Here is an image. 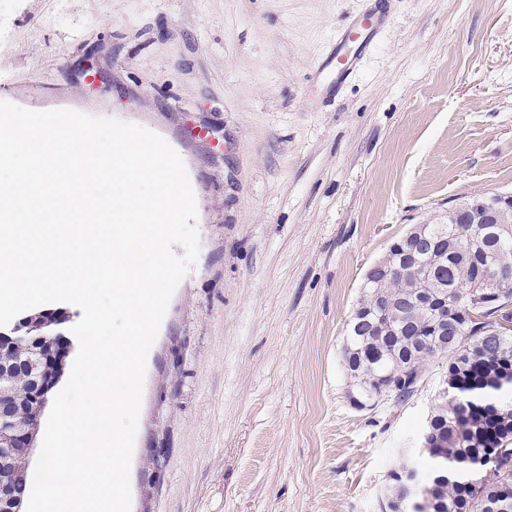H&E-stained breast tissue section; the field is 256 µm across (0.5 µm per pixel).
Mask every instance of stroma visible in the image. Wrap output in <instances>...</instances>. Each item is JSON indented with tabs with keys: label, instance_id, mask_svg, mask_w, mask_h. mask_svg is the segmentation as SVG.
<instances>
[{
	"label": "stroma",
	"instance_id": "35a3bbf8",
	"mask_svg": "<svg viewBox=\"0 0 512 512\" xmlns=\"http://www.w3.org/2000/svg\"><path fill=\"white\" fill-rule=\"evenodd\" d=\"M0 0V100L139 124L180 155L198 259L147 356L131 512H384L448 362L351 401L346 322L411 225L512 192V0ZM368 18L369 23H359V20L353 21L347 29V35L336 41L330 53L321 59L317 67V74L324 81L329 80L327 84L329 91L337 92L344 79L356 66L357 56L354 54L348 55L344 51L346 42L361 40V44L366 45L383 25V19L378 14L371 13Z\"/></svg>",
	"mask_w": 512,
	"mask_h": 512
}]
</instances>
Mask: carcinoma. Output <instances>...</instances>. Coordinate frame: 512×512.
I'll return each instance as SVG.
<instances>
[{"mask_svg":"<svg viewBox=\"0 0 512 512\" xmlns=\"http://www.w3.org/2000/svg\"><path fill=\"white\" fill-rule=\"evenodd\" d=\"M429 245L416 258L404 255L406 245L395 240L383 261L400 268L395 277L362 283L356 310L370 323L346 324L343 362L361 357L362 398L371 394L405 400L418 383L406 370L424 374V362L448 358L446 385L458 398H442L436 408L428 441L430 467L423 495L430 512H512V335L486 336L487 319L475 321L464 308L451 305L460 295L479 298L477 277L487 266H502L512 256V231L489 224H429L423 229ZM447 287L448 311L428 303L432 279ZM448 316V338L435 335V327ZM33 352L22 351L0 362V391L12 395V415L32 423L29 403L34 392L28 361ZM500 452V471L493 482L482 481V462Z\"/></svg>","mask_w":512,"mask_h":512,"instance_id":"cac0c4a2","label":"carcinoma"}]
</instances>
